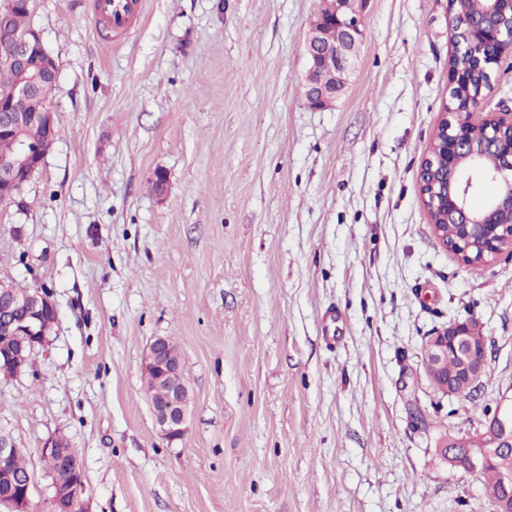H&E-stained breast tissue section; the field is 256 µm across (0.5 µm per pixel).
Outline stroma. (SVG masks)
Instances as JSON below:
<instances>
[{
    "instance_id": "obj_1",
    "label": "stroma",
    "mask_w": 512,
    "mask_h": 512,
    "mask_svg": "<svg viewBox=\"0 0 512 512\" xmlns=\"http://www.w3.org/2000/svg\"><path fill=\"white\" fill-rule=\"evenodd\" d=\"M31 0L59 69L56 138L0 206V281L45 288L48 343L0 377V433L50 512L41 447L65 436L87 512H489L436 455L512 393V254L464 265L418 173L449 97L448 0H369L350 85L302 100L319 0ZM167 178L157 193V173ZM471 319L487 374L430 384L424 338ZM174 341L190 391L168 442L143 386ZM136 0H95V15L107 20L112 26L122 28L137 7Z\"/></svg>"
}]
</instances>
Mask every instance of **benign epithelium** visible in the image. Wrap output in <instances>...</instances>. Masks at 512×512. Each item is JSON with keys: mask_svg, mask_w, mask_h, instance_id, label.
<instances>
[{"mask_svg": "<svg viewBox=\"0 0 512 512\" xmlns=\"http://www.w3.org/2000/svg\"><path fill=\"white\" fill-rule=\"evenodd\" d=\"M367 0H320L319 15L323 26L309 31L306 44L307 72L302 96L312 111L330 108L345 92L363 37V4ZM20 0H0V41L15 42L17 50L7 64L22 71L18 81L0 94V135L14 139V154L0 160V204H18L23 191L21 174L32 176L42 165L47 150L28 142L22 128L26 117L53 125L48 101L57 89L59 70L51 56L29 63L31 43L42 41L39 32L28 36L12 32L9 20ZM483 20L453 30L454 53L457 63L448 67L450 93H465L470 86V74L482 70L492 74L504 55L512 56V0H487ZM479 41L497 46V53L484 56L476 50ZM32 96L40 99V112L23 114L13 111L16 103ZM485 94L470 96L462 112H444L440 129L442 136L428 147L419 170V192L434 234L440 245L467 266L486 265L504 249H512V224H502L498 218H512V110L495 115H483ZM491 183L496 187L486 207L475 210L470 197ZM454 224L457 234L448 241L447 225ZM0 327L7 336L25 341L15 353L5 357L0 374L12 377L29 363L31 353L48 343L51 324L44 312L57 311L46 290H36L18 296L7 284L0 282ZM168 340L156 338L143 361V371L152 372L168 384L167 397L162 402L151 401L154 421L160 434L169 442L181 439L187 431L188 387L181 361L167 358L164 347ZM425 347L432 356L433 372L448 373L443 360L448 349L460 357L459 382L444 387L442 394L457 396L472 393L483 377L486 363V340L474 333L473 321H455L425 337ZM440 458L454 469L469 475L480 474L494 462L501 467V482L487 493L491 512H512V403L499 409L485 423L479 437L451 435L443 437L437 448ZM18 449L0 435V482L9 491L0 494V512H30L33 480L31 475L16 476L7 462ZM42 455H54L73 470L75 484L52 483L51 512H86L81 501L84 490L82 466L64 449L61 438H48Z\"/></svg>", "mask_w": 512, "mask_h": 512, "instance_id": "7a95c632", "label": "benign epithelium"}]
</instances>
